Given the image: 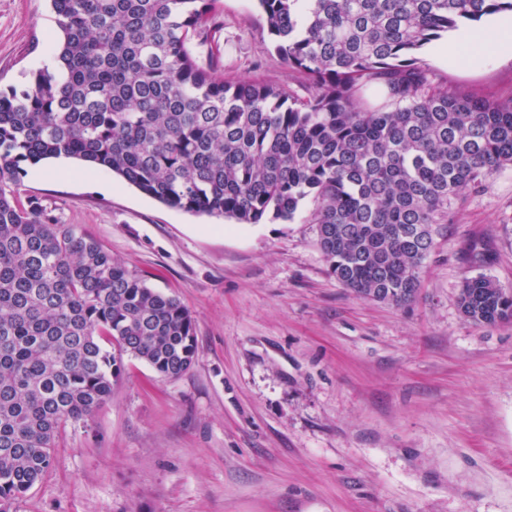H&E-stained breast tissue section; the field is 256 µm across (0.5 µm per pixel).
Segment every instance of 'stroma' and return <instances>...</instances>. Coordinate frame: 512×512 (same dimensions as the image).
<instances>
[{"label": "stroma", "mask_w": 512, "mask_h": 512, "mask_svg": "<svg viewBox=\"0 0 512 512\" xmlns=\"http://www.w3.org/2000/svg\"><path fill=\"white\" fill-rule=\"evenodd\" d=\"M212 41L225 80L303 96L258 0H221ZM49 0H0V88L55 62ZM432 79L512 98V61L464 72L415 55ZM59 158L28 167L21 201L96 238L177 297L197 357L175 379L132 357L87 425L59 434L53 468L17 512H512V323L458 309L468 278L512 288V168L465 189L433 227L414 304L356 296L316 245L311 203L238 224L156 201Z\"/></svg>", "instance_id": "stroma-1"}]
</instances>
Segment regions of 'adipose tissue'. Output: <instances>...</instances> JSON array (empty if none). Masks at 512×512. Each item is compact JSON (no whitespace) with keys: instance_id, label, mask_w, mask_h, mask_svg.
I'll return each mask as SVG.
<instances>
[{"instance_id":"ef3b65f1","label":"adipose tissue","mask_w":512,"mask_h":512,"mask_svg":"<svg viewBox=\"0 0 512 512\" xmlns=\"http://www.w3.org/2000/svg\"><path fill=\"white\" fill-rule=\"evenodd\" d=\"M433 59L446 68H472L512 60V14L489 17L477 28L459 29L447 43L435 47Z\"/></svg>"}]
</instances>
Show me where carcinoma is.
Returning <instances> with one entry per match:
<instances>
[{"instance_id": "carcinoma-1", "label": "carcinoma", "mask_w": 512, "mask_h": 512, "mask_svg": "<svg viewBox=\"0 0 512 512\" xmlns=\"http://www.w3.org/2000/svg\"><path fill=\"white\" fill-rule=\"evenodd\" d=\"M218 2L52 0L57 67L0 89V512L51 469L61 428L107 402L123 356L169 379L196 358L177 298L18 200L27 166L77 159L238 224L290 221L309 200L336 280L396 306L414 301L460 190L512 166V99L435 83L413 58L512 0H259L303 98L226 81L213 53L199 63L190 45ZM458 306L477 327L511 323L512 289L479 274Z\"/></svg>"}]
</instances>
